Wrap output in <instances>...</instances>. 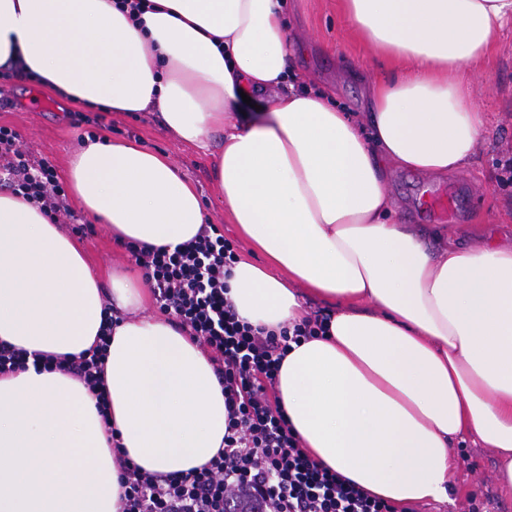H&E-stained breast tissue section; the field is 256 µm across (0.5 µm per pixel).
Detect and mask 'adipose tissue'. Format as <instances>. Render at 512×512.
<instances>
[{"mask_svg": "<svg viewBox=\"0 0 512 512\" xmlns=\"http://www.w3.org/2000/svg\"><path fill=\"white\" fill-rule=\"evenodd\" d=\"M132 20L112 0H0V69L61 100L158 110L179 140L223 133L224 209L264 266L228 280L239 316L277 329L308 295L325 335L292 345L277 375L288 422L319 464L402 505L446 494L469 437L501 455L512 488V247L430 250L400 223L390 170L467 167L487 137L477 71L512 23V0H342L361 41L391 66L369 123L330 93L289 85L286 0H151ZM265 97L262 118L244 97ZM85 213L137 245L199 232V194L165 155L86 140L70 161ZM130 317L104 365L108 417L88 388L45 369L94 347L106 303L85 254L22 195L0 192V343L26 370L0 374V512H117L110 429L143 469L188 473L224 446V390L200 347L141 315V282L116 276Z\"/></svg>", "mask_w": 512, "mask_h": 512, "instance_id": "ef3b65f1", "label": "adipose tissue"}]
</instances>
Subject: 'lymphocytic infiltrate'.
I'll list each match as a JSON object with an SVG mask.
<instances>
[{
    "label": "lymphocytic infiltrate",
    "instance_id": "f902f5d3",
    "mask_svg": "<svg viewBox=\"0 0 512 512\" xmlns=\"http://www.w3.org/2000/svg\"><path fill=\"white\" fill-rule=\"evenodd\" d=\"M0 160L14 190L41 211L54 217L65 210L66 192L54 166L31 160L19 134L5 126ZM126 250L143 269L160 311L206 349L224 387L227 426L223 449L185 474L146 471L114 446L122 488L118 512H235L242 500L256 512H394L388 502L312 460L281 407V363L291 344L318 336L321 325L306 317L275 332L240 319L226 284L238 255L216 225H204L172 250L133 243ZM118 323L108 317L95 347L59 363L95 395L103 415L109 405L102 373Z\"/></svg>",
    "mask_w": 512,
    "mask_h": 512
}]
</instances>
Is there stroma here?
Segmentation results:
<instances>
[{
  "instance_id": "obj_1",
  "label": "stroma",
  "mask_w": 512,
  "mask_h": 512,
  "mask_svg": "<svg viewBox=\"0 0 512 512\" xmlns=\"http://www.w3.org/2000/svg\"><path fill=\"white\" fill-rule=\"evenodd\" d=\"M288 20L296 43L290 62L299 81L333 89L349 112L365 109L369 83L389 76L386 64L352 35L338 0H288ZM472 96L488 119V137L471 165L462 171L433 176L410 170L390 173L386 189L406 224H442L450 238L470 247L495 242L512 244V25L496 38L480 71L470 77ZM7 99L0 101V125L15 129L33 158L47 159L65 175L69 161L94 135L113 141L132 140L167 155L195 185L205 221L217 225L240 258L263 264L240 237L224 211L214 168L223 136L211 134L209 150H201L165 132L153 112H109L59 100L37 83H0ZM39 110H32V103ZM458 189L461 201L454 218L424 212L427 192ZM67 232L84 251L103 281L113 273L138 274V267L111 233L100 224L67 225ZM494 449L471 445L448 478V495L440 501L413 505V512H512V492L501 487Z\"/></svg>"
}]
</instances>
